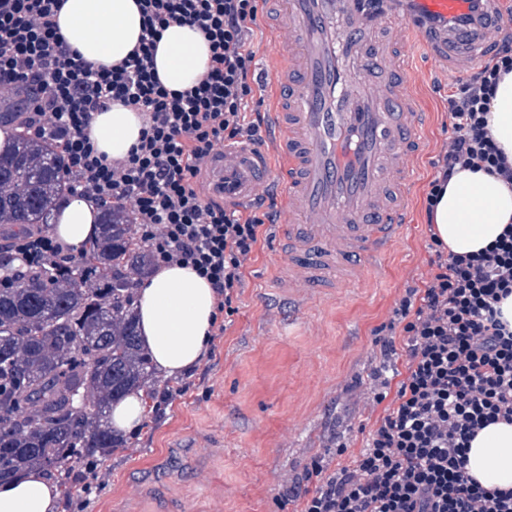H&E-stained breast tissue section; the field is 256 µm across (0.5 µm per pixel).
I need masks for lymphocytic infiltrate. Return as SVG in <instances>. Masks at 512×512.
Segmentation results:
<instances>
[{
  "mask_svg": "<svg viewBox=\"0 0 512 512\" xmlns=\"http://www.w3.org/2000/svg\"><path fill=\"white\" fill-rule=\"evenodd\" d=\"M63 6L0 0V114L51 143L73 193L127 211L155 265L194 269L214 288L218 313L232 317L260 228L278 213L243 215L207 196L199 177L223 146L265 143L269 116L250 108L263 91L249 46L259 0H137V46L101 68L61 39ZM173 23L197 27L210 48L207 74L181 93L168 91L154 68L161 33ZM511 72L512 28L448 98L452 134L431 191L466 168L512 187V161L488 122L497 85ZM115 102L141 112L147 125L126 156L108 161L87 128ZM8 245L29 268L75 256L39 227ZM429 250L428 276L405 288L375 340L383 363L404 360L406 375L363 387L368 405L386 410L352 465L333 470L318 457L287 482L284 501L299 512H512V489L485 488L467 470L476 433L512 424V328L499 318L500 302L512 295V224L476 254L445 252L437 240Z\"/></svg>",
  "mask_w": 512,
  "mask_h": 512,
  "instance_id": "f902f5d3",
  "label": "lymphocytic infiltrate"
}]
</instances>
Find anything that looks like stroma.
I'll return each instance as SVG.
<instances>
[{
	"label": "stroma",
	"instance_id": "obj_1",
	"mask_svg": "<svg viewBox=\"0 0 512 512\" xmlns=\"http://www.w3.org/2000/svg\"><path fill=\"white\" fill-rule=\"evenodd\" d=\"M452 87L448 74L425 75L431 146L417 168L414 222L383 275L295 310L269 291L284 258L274 225L264 224L232 325L216 337L212 356L172 378L186 393L160 416L148 397L142 428L103 457L109 482L93 512H281L283 478L301 476L317 456L347 465L359 455L378 418L355 392L378 363L375 331L428 271L425 198L448 141Z\"/></svg>",
	"mask_w": 512,
	"mask_h": 512
}]
</instances>
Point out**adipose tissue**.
Here are the masks:
<instances>
[{"mask_svg": "<svg viewBox=\"0 0 512 512\" xmlns=\"http://www.w3.org/2000/svg\"><path fill=\"white\" fill-rule=\"evenodd\" d=\"M59 34L89 64L110 66L136 45L142 19L136 0H65L57 17ZM156 69L163 86L182 92L206 75L209 51L202 33L170 24L158 43ZM489 128L512 159V73L503 77L492 100ZM145 125L141 113L121 105L96 113L88 129L98 153L112 160L137 144ZM52 231L62 243L80 248L98 231L93 203L72 197L53 216ZM435 233L449 252H479L512 223V189L482 171L453 175L434 208ZM141 342L165 376L193 370L201 361L216 312L210 284L189 267L170 265L141 280L137 290ZM470 475L485 487L512 488V424H491L470 443ZM60 492L39 470L0 483V512H56Z\"/></svg>", "mask_w": 512, "mask_h": 512, "instance_id": "adipose-tissue-1", "label": "adipose tissue"}]
</instances>
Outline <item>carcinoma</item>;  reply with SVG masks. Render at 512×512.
Here are the masks:
<instances>
[{
    "mask_svg": "<svg viewBox=\"0 0 512 512\" xmlns=\"http://www.w3.org/2000/svg\"><path fill=\"white\" fill-rule=\"evenodd\" d=\"M67 192L55 149L16 136L0 154V224H49ZM153 260L124 210L102 206L92 245L66 268L33 273L0 252V482L29 468L71 474L122 447L118 397L161 383L138 334L135 287Z\"/></svg>",
    "mask_w": 512,
    "mask_h": 512,
    "instance_id": "cac0c4a2",
    "label": "carcinoma"
}]
</instances>
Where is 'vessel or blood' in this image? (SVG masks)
<instances>
[{"label":"vessel or blood","mask_w":512,"mask_h":512,"mask_svg":"<svg viewBox=\"0 0 512 512\" xmlns=\"http://www.w3.org/2000/svg\"><path fill=\"white\" fill-rule=\"evenodd\" d=\"M282 81L265 148L225 147L212 191L252 205L269 186L284 201L275 225L285 262L274 291L297 304L366 284L412 221L415 170L434 115L405 57L470 75L497 49L512 0H271Z\"/></svg>","instance_id":"1"}]
</instances>
